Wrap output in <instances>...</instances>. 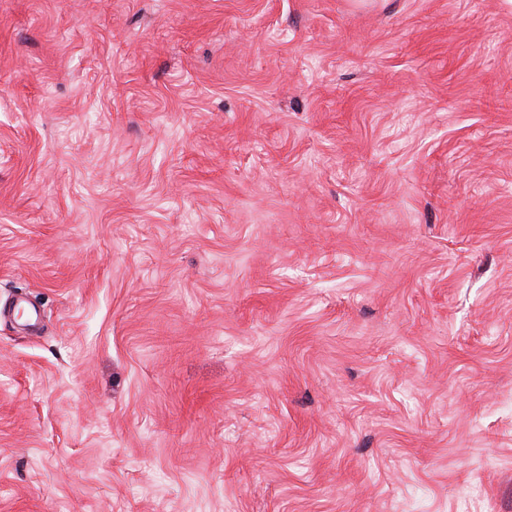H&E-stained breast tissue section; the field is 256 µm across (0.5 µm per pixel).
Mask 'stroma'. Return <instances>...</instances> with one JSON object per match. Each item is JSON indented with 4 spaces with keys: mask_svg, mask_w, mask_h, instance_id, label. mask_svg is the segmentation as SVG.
Masks as SVG:
<instances>
[{
    "mask_svg": "<svg viewBox=\"0 0 512 512\" xmlns=\"http://www.w3.org/2000/svg\"><path fill=\"white\" fill-rule=\"evenodd\" d=\"M0 512H512V0H0Z\"/></svg>",
    "mask_w": 512,
    "mask_h": 512,
    "instance_id": "1",
    "label": "stroma"
}]
</instances>
